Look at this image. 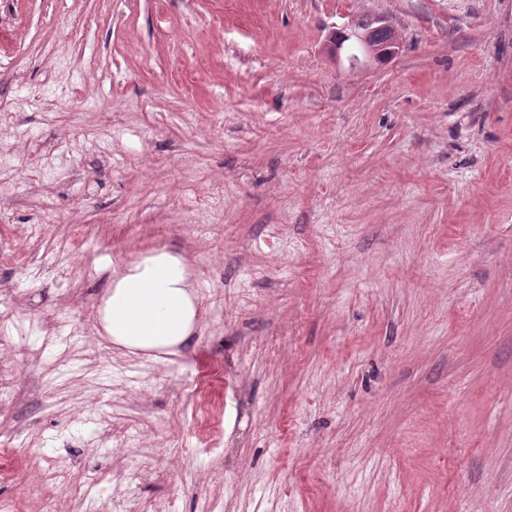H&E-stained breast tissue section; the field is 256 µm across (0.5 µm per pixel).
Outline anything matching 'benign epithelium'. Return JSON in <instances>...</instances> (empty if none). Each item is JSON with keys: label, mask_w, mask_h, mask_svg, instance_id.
I'll list each match as a JSON object with an SVG mask.
<instances>
[{"label": "benign epithelium", "mask_w": 512, "mask_h": 512, "mask_svg": "<svg viewBox=\"0 0 512 512\" xmlns=\"http://www.w3.org/2000/svg\"><path fill=\"white\" fill-rule=\"evenodd\" d=\"M373 19L378 23V29L385 33V40H374L369 33L361 30L358 19L352 18L343 26H333L329 30L326 42L331 54L336 56L346 48L350 51L351 64L360 65L365 61L375 62L388 51L398 53L399 35L389 18L383 14H375Z\"/></svg>", "instance_id": "7a95c632"}]
</instances>
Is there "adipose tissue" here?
<instances>
[{"mask_svg": "<svg viewBox=\"0 0 512 512\" xmlns=\"http://www.w3.org/2000/svg\"><path fill=\"white\" fill-rule=\"evenodd\" d=\"M197 301L185 259L160 250L113 273L98 320L117 346L176 356L195 330Z\"/></svg>", "mask_w": 512, "mask_h": 512, "instance_id": "ef3b65f1", "label": "adipose tissue"}]
</instances>
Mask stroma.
Wrapping results in <instances>:
<instances>
[{"label":"stroma","instance_id":"1","mask_svg":"<svg viewBox=\"0 0 512 512\" xmlns=\"http://www.w3.org/2000/svg\"><path fill=\"white\" fill-rule=\"evenodd\" d=\"M157 249L199 306L154 359L96 311ZM4 300L13 463L67 467L17 512H512V0H0ZM378 23V29L382 30L386 39L375 41L370 33L361 31L358 18H351L343 26H332L327 35L328 49L332 55H339L343 48L350 51L349 61L352 65H361L365 61L377 63L378 58L386 52L392 51L395 56L398 53L399 35L389 18L383 14H372ZM389 47H392L389 49Z\"/></svg>","mask_w":512,"mask_h":512}]
</instances>
